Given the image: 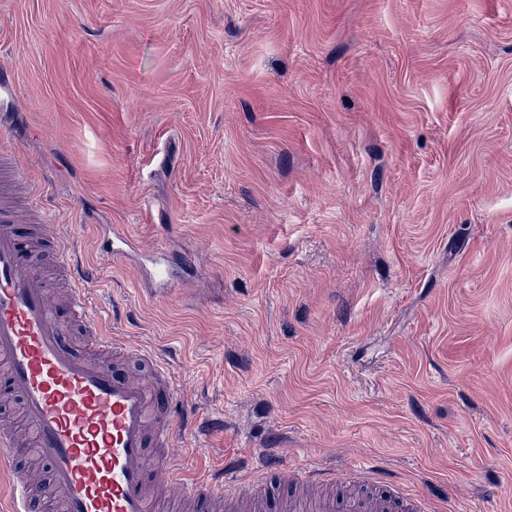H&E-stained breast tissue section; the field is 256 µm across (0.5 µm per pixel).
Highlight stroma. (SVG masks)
I'll list each match as a JSON object with an SVG mask.
<instances>
[{"instance_id":"35a3bbf8","label":"stroma","mask_w":512,"mask_h":512,"mask_svg":"<svg viewBox=\"0 0 512 512\" xmlns=\"http://www.w3.org/2000/svg\"><path fill=\"white\" fill-rule=\"evenodd\" d=\"M2 147L93 316L223 420L188 477L362 464L512 512V0H0Z\"/></svg>"}]
</instances>
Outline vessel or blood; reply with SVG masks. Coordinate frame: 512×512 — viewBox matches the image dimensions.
<instances>
[{"mask_svg": "<svg viewBox=\"0 0 512 512\" xmlns=\"http://www.w3.org/2000/svg\"><path fill=\"white\" fill-rule=\"evenodd\" d=\"M25 210L0 216V401L22 404L26 436L0 428V461L11 464L34 454L45 464L46 497L60 512H153V484L175 494L181 512H245L252 493L250 479L235 466L224 468L221 481L181 476L173 452L187 434L176 410L180 384L168 368L90 316L88 284L92 269L78 267L71 241L53 232L55 258L71 282L67 309L89 322L90 350L78 352L63 338L58 310L50 303L48 286L35 272L20 243L17 227L26 223ZM134 357L152 365V379L131 375L114 362ZM161 448L150 455L149 446ZM7 512H32V487L26 474L10 471ZM363 483L375 491L346 507L329 493L333 476L318 469L280 467L275 480L319 488L312 500L285 502L282 512H425L420 496L399 495L391 480L372 479L359 467Z\"/></svg>", "mask_w": 512, "mask_h": 512, "instance_id": "obj_1", "label": "vessel or blood"}]
</instances>
